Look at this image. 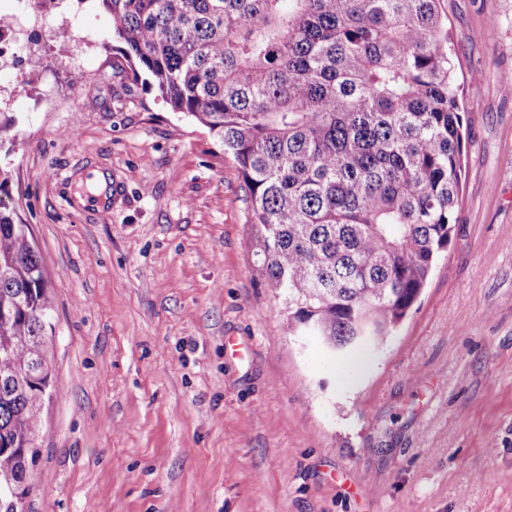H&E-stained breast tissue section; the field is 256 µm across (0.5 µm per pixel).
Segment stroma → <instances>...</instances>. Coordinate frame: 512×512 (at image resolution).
<instances>
[{"instance_id":"1","label":"stroma","mask_w":512,"mask_h":512,"mask_svg":"<svg viewBox=\"0 0 512 512\" xmlns=\"http://www.w3.org/2000/svg\"><path fill=\"white\" fill-rule=\"evenodd\" d=\"M441 7L459 222L406 318L354 353L291 328L236 164L128 77L95 0L48 15L44 69L0 71L5 202L55 322L27 512H512V0Z\"/></svg>"}]
</instances>
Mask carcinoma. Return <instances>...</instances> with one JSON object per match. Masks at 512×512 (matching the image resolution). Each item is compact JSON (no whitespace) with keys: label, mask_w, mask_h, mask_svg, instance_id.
<instances>
[{"label":"carcinoma","mask_w":512,"mask_h":512,"mask_svg":"<svg viewBox=\"0 0 512 512\" xmlns=\"http://www.w3.org/2000/svg\"><path fill=\"white\" fill-rule=\"evenodd\" d=\"M133 79L208 128L248 190L289 320L380 342L458 222L462 128L440 0H95ZM0 200V478L31 480L55 335L32 236Z\"/></svg>","instance_id":"1"}]
</instances>
